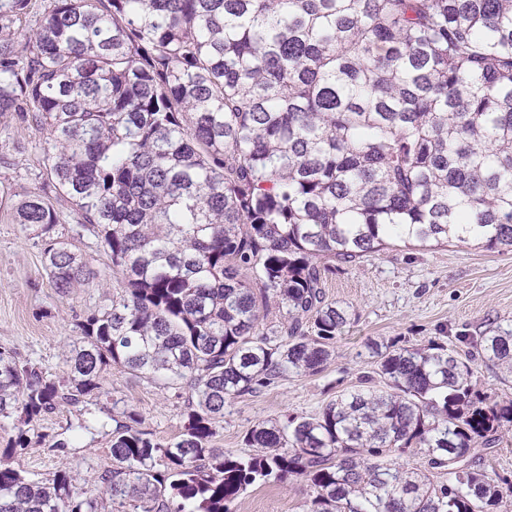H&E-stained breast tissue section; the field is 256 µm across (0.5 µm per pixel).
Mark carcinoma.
I'll return each instance as SVG.
<instances>
[{"mask_svg":"<svg viewBox=\"0 0 512 512\" xmlns=\"http://www.w3.org/2000/svg\"><path fill=\"white\" fill-rule=\"evenodd\" d=\"M46 2L32 26L36 0H0V114L46 130L53 188L8 197L13 221L67 295L94 271L55 234L66 199L122 294L58 380L0 349V512H234L270 477L306 484L303 512H498L512 481L476 455L512 399L473 377L512 372V329L459 337L465 355L371 341L358 385L253 424L259 452L210 444L227 403L332 358L336 264L392 241L512 252V0ZM113 367L188 390L179 436L154 442L126 404L100 483L14 469L29 425L108 396ZM474 380L479 388L500 399H512V375L501 367L478 363Z\"/></svg>","mask_w":512,"mask_h":512,"instance_id":"carcinoma-1","label":"carcinoma"}]
</instances>
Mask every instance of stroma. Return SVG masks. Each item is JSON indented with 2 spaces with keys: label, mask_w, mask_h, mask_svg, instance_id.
Returning <instances> with one entry per match:
<instances>
[{
  "label": "stroma",
  "mask_w": 512,
  "mask_h": 512,
  "mask_svg": "<svg viewBox=\"0 0 512 512\" xmlns=\"http://www.w3.org/2000/svg\"><path fill=\"white\" fill-rule=\"evenodd\" d=\"M44 130L10 112L0 115V190L15 194L41 191L49 182ZM64 222L56 228L70 249L94 270L70 294L59 295L43 269L42 246L0 210V347L31 361L44 376L57 379L66 370L78 322L110 307L120 291L112 280V262L90 235L78 232L79 217L59 201ZM328 300L347 307L349 321L336 340V355L323 371L288 374L268 390L235 399L215 424L211 445L246 454L245 431L261 420L283 414L313 415L337 394L357 385L373 368L367 340L423 345L439 338L457 346L459 337L489 329L512 328V254L470 246L420 248L396 246L343 267L329 277ZM107 398L96 403L60 405L35 422L31 442L12 465L41 481L71 468L76 485L97 481L112 465V403L134 406L140 430L166 445L179 435L187 407L185 392L165 389L119 367L106 375ZM303 482L258 483L236 501L235 512H302Z\"/></svg>",
  "instance_id": "stroma-1"
}]
</instances>
